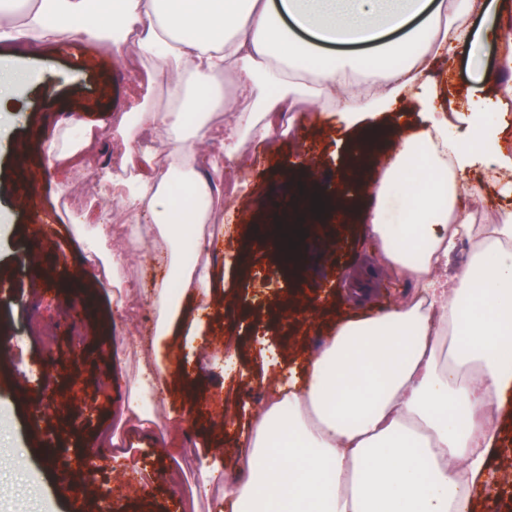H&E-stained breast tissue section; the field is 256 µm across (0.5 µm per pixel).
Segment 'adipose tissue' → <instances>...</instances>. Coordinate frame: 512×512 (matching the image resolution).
<instances>
[{"mask_svg":"<svg viewBox=\"0 0 512 512\" xmlns=\"http://www.w3.org/2000/svg\"><path fill=\"white\" fill-rule=\"evenodd\" d=\"M486 9V0H113L94 16L88 0H0V41L34 52L89 41L166 77L164 107L147 92L116 123L123 174H104L133 220L130 234L144 218L163 238L145 262L168 265L135 295L160 314L158 359L139 373L136 416L170 378L165 336L177 327L193 340L204 330L182 300L211 297L208 170L235 160L244 141L271 143L300 102L316 105L313 122L373 134L403 100L420 114L367 185L366 230L383 243L378 268L413 284L411 296L338 321L301 370L262 378L266 399L238 436L240 468L211 512H473L470 491L490 479L497 414L512 394V209L476 226L460 202L481 206L484 182L512 190V140L485 118L512 112V89L464 108L427 73L495 42L499 70L512 74V24L474 27ZM214 138L223 156L205 150ZM98 142L90 126L78 139L61 136L51 150L57 174ZM182 217L199 256L189 265ZM463 238L470 259L442 283L437 271Z\"/></svg>","mask_w":512,"mask_h":512,"instance_id":"ef3b65f1","label":"adipose tissue"}]
</instances>
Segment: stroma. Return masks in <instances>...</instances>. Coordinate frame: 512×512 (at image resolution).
<instances>
[{"instance_id": "35a3bbf8", "label": "stroma", "mask_w": 512, "mask_h": 512, "mask_svg": "<svg viewBox=\"0 0 512 512\" xmlns=\"http://www.w3.org/2000/svg\"><path fill=\"white\" fill-rule=\"evenodd\" d=\"M497 46L436 64L449 95L465 99L477 85L494 87ZM29 73L0 142V512H209L223 496L219 483L234 479L239 459L234 435L260 405L266 367L284 373L292 356L315 352L324 326L339 314L392 307L410 290L387 276L366 307L346 294L345 274H359L381 243L364 225L333 220L316 225L296 259L270 252L262 239L268 202L288 198L291 184L309 174L319 186L346 176L354 130L336 131L308 121L312 108H294L301 135H277L272 147L247 142L222 182L248 178L253 194L224 205V222L209 254L214 290L210 304L187 302L188 316L206 327L197 346L203 363L190 361L187 339L170 338L171 371L179 378L139 423L128 421L140 367L152 364L146 339L159 313L118 308L125 295L99 278L88 257L96 227L118 222L103 194L90 202L94 225L74 233L65 195L98 185L99 166L121 156L112 118L129 89L148 80L130 59L94 43L60 41L35 55H20ZM101 133L97 161L76 164L59 182L48 149L62 129ZM56 215L53 234L34 231ZM237 345L232 370L224 368V340ZM488 456L491 480L474 495L475 512H512V420H502ZM94 453L91 469L64 471L62 460Z\"/></svg>"}]
</instances>
